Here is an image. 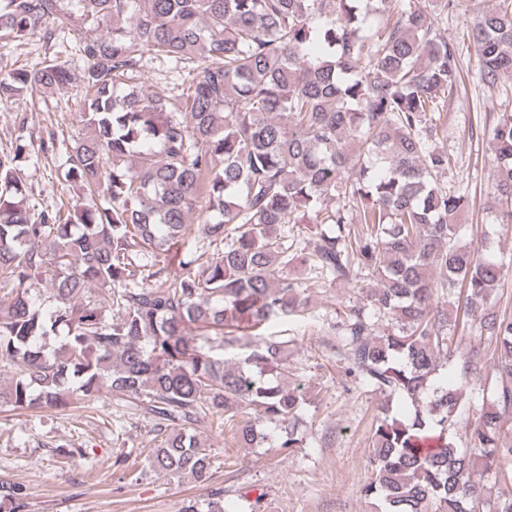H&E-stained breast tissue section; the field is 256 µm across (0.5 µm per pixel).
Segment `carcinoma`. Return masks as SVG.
Returning a JSON list of instances; mask_svg holds the SVG:
<instances>
[{
    "mask_svg": "<svg viewBox=\"0 0 512 512\" xmlns=\"http://www.w3.org/2000/svg\"><path fill=\"white\" fill-rule=\"evenodd\" d=\"M460 4L0 0L1 43L41 32L54 47L74 32L84 61L65 171L84 199L31 212L26 144L0 149V364L13 368L0 406L110 395L157 421L153 469L201 485L206 423L294 457L309 447L308 401L283 371L303 280L348 285L359 299L336 315L342 369L380 397L360 495L380 512H512V314L500 308L512 258L465 241L469 189L442 180L445 103L465 81L447 35ZM464 24L471 79L504 86L512 0ZM147 55L182 72L178 96L143 89ZM72 80L46 57L0 74V103ZM480 133L509 227L512 113ZM195 214L202 245L174 274L162 259L187 244ZM212 248L220 256L203 260ZM43 279L50 307L33 295ZM194 327L233 354L199 344ZM27 497L0 480L9 512Z\"/></svg>",
    "mask_w": 512,
    "mask_h": 512,
    "instance_id": "cac0c4a2",
    "label": "carcinoma"
}]
</instances>
